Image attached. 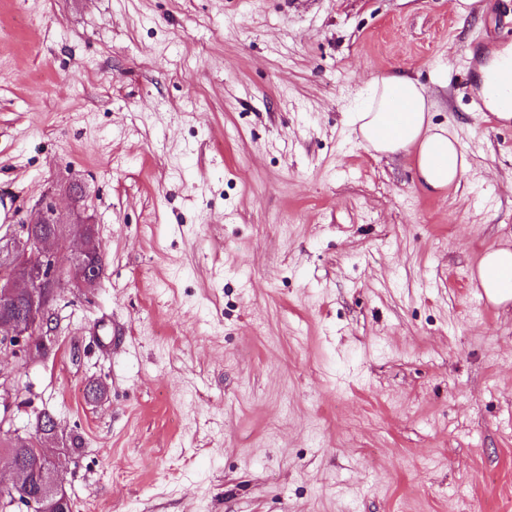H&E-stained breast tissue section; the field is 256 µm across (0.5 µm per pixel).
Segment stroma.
<instances>
[{
	"mask_svg": "<svg viewBox=\"0 0 512 512\" xmlns=\"http://www.w3.org/2000/svg\"><path fill=\"white\" fill-rule=\"evenodd\" d=\"M0 0V227L78 182L107 259L0 362L73 512H512V124L466 83L512 0ZM408 70L470 163L432 193L351 115ZM105 386L102 399L85 394ZM473 279L488 303L500 306L512 302V248H491L480 259Z\"/></svg>",
	"mask_w": 512,
	"mask_h": 512,
	"instance_id": "obj_1",
	"label": "stroma"
}]
</instances>
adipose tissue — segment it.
<instances>
[{"mask_svg": "<svg viewBox=\"0 0 512 512\" xmlns=\"http://www.w3.org/2000/svg\"><path fill=\"white\" fill-rule=\"evenodd\" d=\"M351 123L360 143L380 154L414 153L415 174L423 186L444 190L458 182L469 162L457 136L433 123L426 88L411 75L394 70L376 78ZM488 303L512 302V248L489 249L473 274Z\"/></svg>", "mask_w": 512, "mask_h": 512, "instance_id": "obj_1", "label": "adipose tissue"}]
</instances>
